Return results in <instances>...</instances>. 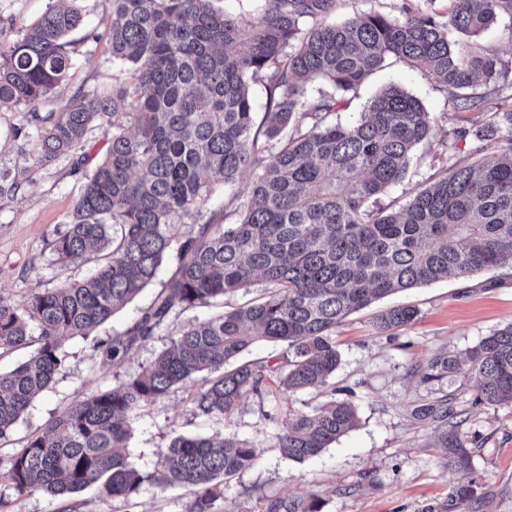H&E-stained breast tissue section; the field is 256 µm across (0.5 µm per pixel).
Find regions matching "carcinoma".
Here are the masks:
<instances>
[{"label": "carcinoma", "instance_id": "carcinoma-1", "mask_svg": "<svg viewBox=\"0 0 512 512\" xmlns=\"http://www.w3.org/2000/svg\"><path fill=\"white\" fill-rule=\"evenodd\" d=\"M56 0L11 41L0 42V107L21 106L17 131L36 160L69 156L84 179L81 195L50 246L61 260L94 272L55 288H36L23 305L0 297V355L29 344L25 362L0 371V441L64 366L68 338L106 324L170 263L175 270L125 332L96 343L114 364L168 329L173 318L258 281L260 297L184 325L148 366L67 410L9 456L0 480L16 499L42 491L78 512L76 494L93 488L103 502L127 501L146 481L187 490L183 512H217L221 484L251 469L258 450L234 433L220 439L177 436L144 473L128 441L138 412L170 392L195 385V410L233 415L243 397L275 385L289 393H326L340 363L336 326L387 295L450 275L512 267V107L487 112L467 92L497 74L496 60L463 52L454 34L476 35L512 0H448V19L380 13L329 24L337 0H256L248 16L216 0H112L108 32L120 63L112 94H84L63 112H40L72 67L65 36L79 11ZM388 58L422 70L458 91L453 108L467 156L441 160V172L407 192L395 211L381 197L407 177L413 153L433 124L403 88L379 92L358 117L338 119L349 94ZM322 79L332 91L308 94ZM260 83L266 112L255 123L250 83ZM108 138L91 156L88 133ZM506 147L494 150V142ZM246 172L247 191L209 209V177L231 188ZM26 177L0 174V198ZM239 213L225 222L227 208ZM186 231H180L181 227ZM413 307L382 313L378 328L406 327ZM287 344L270 364H227L256 341ZM425 378L445 373L477 380L474 402L512 403V326L460 354H438ZM448 421L440 436L448 469L467 471L472 448L463 420L439 400L416 410ZM353 405L330 397L294 413L274 434L284 457L302 462L353 429ZM474 479L451 486L448 499L422 512H460L482 497ZM264 512H321V501L276 499Z\"/></svg>", "mask_w": 512, "mask_h": 512}]
</instances>
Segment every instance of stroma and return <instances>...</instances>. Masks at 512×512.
Returning a JSON list of instances; mask_svg holds the SVG:
<instances>
[{"mask_svg": "<svg viewBox=\"0 0 512 512\" xmlns=\"http://www.w3.org/2000/svg\"><path fill=\"white\" fill-rule=\"evenodd\" d=\"M75 6L82 11L84 23L66 37L73 66L60 91L45 104L48 112L66 110L76 94L112 89L116 72L108 38L112 0H76ZM372 12L399 18L420 12L443 22L448 0H337L335 17L342 20ZM462 43L487 51L497 61L498 80L473 86L485 107L512 105V16L502 15L492 27L463 38ZM390 84L419 98L435 127L428 157L413 160L408 172L410 183H421L432 172L431 156L445 150L466 154L469 143L454 135L458 120L448 89L392 58L365 80L348 115L363 111L370 98ZM25 123L24 109L0 108V171L12 174L27 168L32 174L31 182L16 194L0 198V297L17 305L24 304L32 289L53 288L91 272L90 265L58 261L49 246L54 230L73 209L82 181L73 171L71 158L63 156L47 165L36 162L17 136ZM172 271V266H163L154 283L100 328L97 339L124 332ZM399 306L416 308L415 320L404 328L379 330L378 316ZM511 324V267L392 294L349 315L336 328L341 363L330 386L337 399L353 404L357 424L318 456L303 462L289 460L275 448L273 439L289 413L311 411L321 402L318 393L289 394L274 387L260 398L249 395L228 422L193 413L191 390L179 389L141 411L129 442L130 460L141 471L150 472L176 435L208 437L231 431L254 444L260 456L253 468L224 481L219 512H261L269 500L313 496L322 500V512H423L426 506L446 500L450 486L462 479L460 473L449 470L438 443L444 423L414 414L421 405L447 398L467 416L462 430L472 443L473 468L486 493L467 512H512V405H474L475 381L458 375L421 379L436 353H460ZM170 336L167 330L159 333L120 364L104 358L96 339L64 341V368L0 443V454L9 455L24 445L75 397L92 396L149 365ZM79 499L80 512H182L188 495L178 487L147 482L131 495L127 506L116 511L91 489Z\"/></svg>", "mask_w": 512, "mask_h": 512, "instance_id": "35a3bbf8", "label": "stroma"}]
</instances>
